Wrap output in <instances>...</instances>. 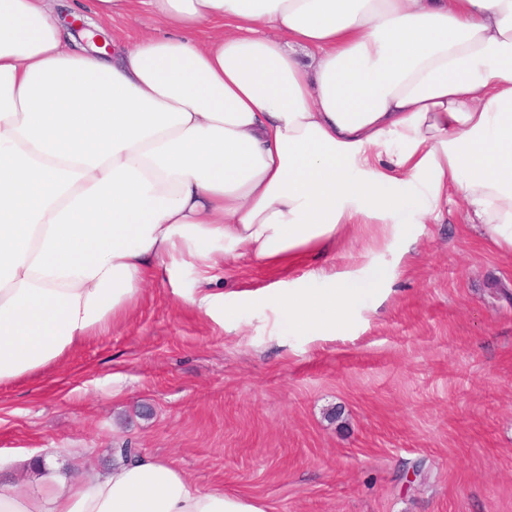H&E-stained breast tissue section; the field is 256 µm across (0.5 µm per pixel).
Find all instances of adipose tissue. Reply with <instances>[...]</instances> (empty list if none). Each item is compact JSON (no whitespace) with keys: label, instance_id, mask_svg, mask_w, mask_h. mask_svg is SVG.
Segmentation results:
<instances>
[{"label":"adipose tissue","instance_id":"adipose-tissue-1","mask_svg":"<svg viewBox=\"0 0 512 512\" xmlns=\"http://www.w3.org/2000/svg\"><path fill=\"white\" fill-rule=\"evenodd\" d=\"M163 31L99 55L61 0H0V386L136 307L150 277L221 324L249 255L285 271L349 225L468 221L512 254V0H97ZM195 286H181L185 272ZM351 272L243 289L299 331L351 316ZM0 512H266L140 458L75 485L44 461Z\"/></svg>","mask_w":512,"mask_h":512}]
</instances>
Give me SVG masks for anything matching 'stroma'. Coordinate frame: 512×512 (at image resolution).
<instances>
[{"instance_id": "stroma-1", "label": "stroma", "mask_w": 512, "mask_h": 512, "mask_svg": "<svg viewBox=\"0 0 512 512\" xmlns=\"http://www.w3.org/2000/svg\"><path fill=\"white\" fill-rule=\"evenodd\" d=\"M393 230L347 227L286 272L226 262L216 288L239 307L232 326L148 281L107 335L0 387V482L30 481L18 448L81 479L129 447L269 512H512V257L453 194L437 222ZM324 270L356 280L332 335L237 296Z\"/></svg>"}]
</instances>
